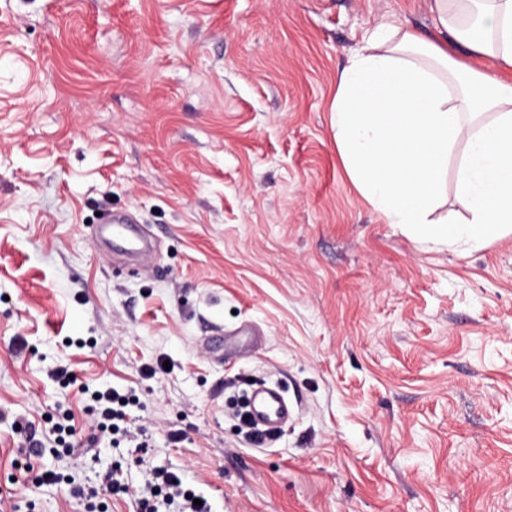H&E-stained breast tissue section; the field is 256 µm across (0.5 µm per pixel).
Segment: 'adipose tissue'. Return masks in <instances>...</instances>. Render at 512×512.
Returning <instances> with one entry per match:
<instances>
[{"instance_id": "1", "label": "adipose tissue", "mask_w": 512, "mask_h": 512, "mask_svg": "<svg viewBox=\"0 0 512 512\" xmlns=\"http://www.w3.org/2000/svg\"><path fill=\"white\" fill-rule=\"evenodd\" d=\"M444 40L379 25L336 75L331 125L344 166L387 223L477 249L512 233V0H433ZM461 45V61L448 48ZM466 214L448 221L445 175Z\"/></svg>"}]
</instances>
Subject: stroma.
<instances>
[{"mask_svg": "<svg viewBox=\"0 0 512 512\" xmlns=\"http://www.w3.org/2000/svg\"><path fill=\"white\" fill-rule=\"evenodd\" d=\"M382 22L439 35L429 0H0V512H84L35 472L114 468L212 512H512V235L402 233L336 146V74ZM120 212L147 258L113 253ZM254 380L294 408L263 448ZM108 388L145 454L25 461L15 419L83 442ZM72 419L68 414H63L61 418L52 426V434L55 436L53 442L62 448L63 454L73 453V446L70 440L76 434V427L71 423Z\"/></svg>", "mask_w": 512, "mask_h": 512, "instance_id": "obj_1", "label": "stroma"}]
</instances>
